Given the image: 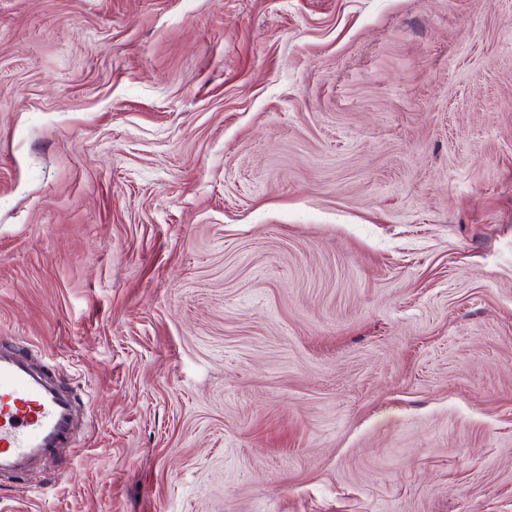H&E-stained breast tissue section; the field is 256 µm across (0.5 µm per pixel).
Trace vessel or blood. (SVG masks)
Wrapping results in <instances>:
<instances>
[{
  "mask_svg": "<svg viewBox=\"0 0 512 512\" xmlns=\"http://www.w3.org/2000/svg\"><path fill=\"white\" fill-rule=\"evenodd\" d=\"M72 393L37 373L30 355L0 336V475L33 471L36 463L72 444Z\"/></svg>",
  "mask_w": 512,
  "mask_h": 512,
  "instance_id": "vessel-or-blood-1",
  "label": "vessel or blood"
}]
</instances>
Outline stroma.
I'll list each match as a JSON object with an SVG mask.
<instances>
[{"mask_svg":"<svg viewBox=\"0 0 512 512\" xmlns=\"http://www.w3.org/2000/svg\"><path fill=\"white\" fill-rule=\"evenodd\" d=\"M512 0H0V336L82 426L0 512H512Z\"/></svg>","mask_w":512,"mask_h":512,"instance_id":"obj_1","label":"stroma"}]
</instances>
